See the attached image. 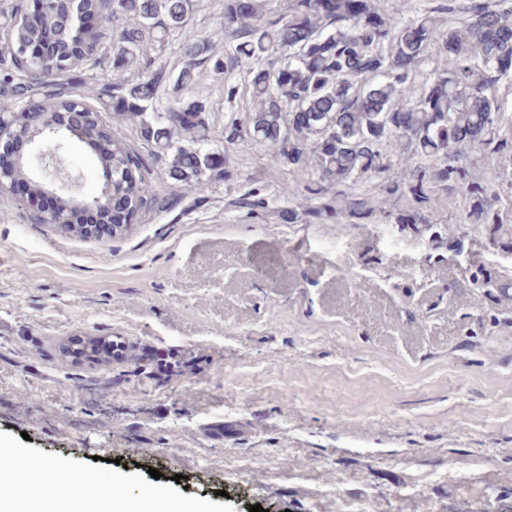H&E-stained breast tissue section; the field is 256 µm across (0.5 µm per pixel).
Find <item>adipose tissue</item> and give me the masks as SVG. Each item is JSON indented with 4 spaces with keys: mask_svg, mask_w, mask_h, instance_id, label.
Segmentation results:
<instances>
[{
    "mask_svg": "<svg viewBox=\"0 0 512 512\" xmlns=\"http://www.w3.org/2000/svg\"><path fill=\"white\" fill-rule=\"evenodd\" d=\"M66 470L57 464L20 459L18 467L0 469V485H11L15 494L0 496V512H31L47 491L65 484ZM51 512H182L175 501L147 491L131 498L110 489H78L56 498Z\"/></svg>",
    "mask_w": 512,
    "mask_h": 512,
    "instance_id": "adipose-tissue-1",
    "label": "adipose tissue"
}]
</instances>
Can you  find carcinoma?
Wrapping results in <instances>:
<instances>
[{"mask_svg":"<svg viewBox=\"0 0 512 512\" xmlns=\"http://www.w3.org/2000/svg\"><path fill=\"white\" fill-rule=\"evenodd\" d=\"M194 0H25L15 5L7 23L15 62L44 85L48 111L78 114L101 171L112 169V195L135 219L153 197L145 165L121 136L104 125L101 112H115L132 122L154 157L164 161L177 187L203 188L225 169L224 155L210 147L206 108L194 99L160 105V78L149 70V50L181 29ZM267 0H224L221 27L182 45L188 59L175 83L188 91L195 69L213 63L230 76L243 61L252 94L261 108L247 125L229 118L225 139L248 138L290 166H312L308 186L319 196L338 184L387 172L385 151L397 150L405 161V187L422 192L426 168L439 161L436 176L465 180L460 163L468 148L494 154L500 150L499 119L505 82L512 77L497 63L512 59V5L508 0H446L404 18L388 13L375 0H290L288 15L267 18ZM118 21L112 31V71L91 107L80 93L75 52L93 53L104 32H87L71 23L74 14ZM454 21L440 30L437 16ZM224 39V60H212L214 42ZM54 41L60 54L48 62L24 59L22 48ZM437 46L448 65L436 67L417 85L419 67ZM10 113L4 127L25 136L22 112ZM302 112L305 118L293 120Z\"/></svg>","mask_w":512,"mask_h":512,"instance_id":"1","label":"carcinoma"}]
</instances>
